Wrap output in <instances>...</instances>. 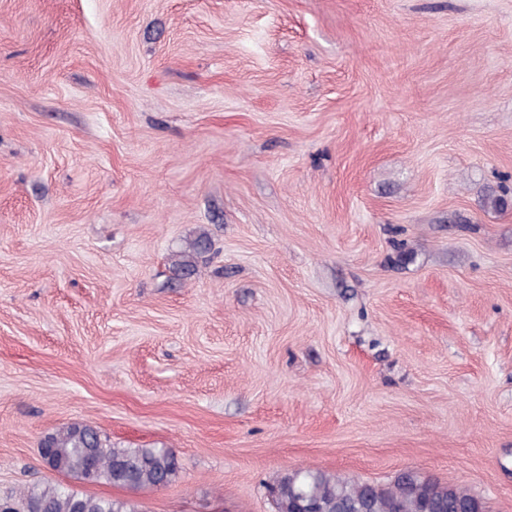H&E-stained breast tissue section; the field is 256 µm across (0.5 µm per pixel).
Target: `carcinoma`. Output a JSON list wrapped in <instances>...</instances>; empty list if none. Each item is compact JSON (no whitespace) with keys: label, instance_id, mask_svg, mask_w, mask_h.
Returning a JSON list of instances; mask_svg holds the SVG:
<instances>
[{"label":"carcinoma","instance_id":"carcinoma-1","mask_svg":"<svg viewBox=\"0 0 512 512\" xmlns=\"http://www.w3.org/2000/svg\"><path fill=\"white\" fill-rule=\"evenodd\" d=\"M206 234L172 255V270L188 274L210 250ZM43 448L59 449L56 469L84 481L109 483L129 491L171 483L181 470L170 448H121L88 424H70L44 437ZM274 512H484L470 491L416 471L379 486L352 481L321 470H295L268 485ZM0 512H143L139 501L87 495L46 485L24 492L19 500H0Z\"/></svg>","mask_w":512,"mask_h":512}]
</instances>
